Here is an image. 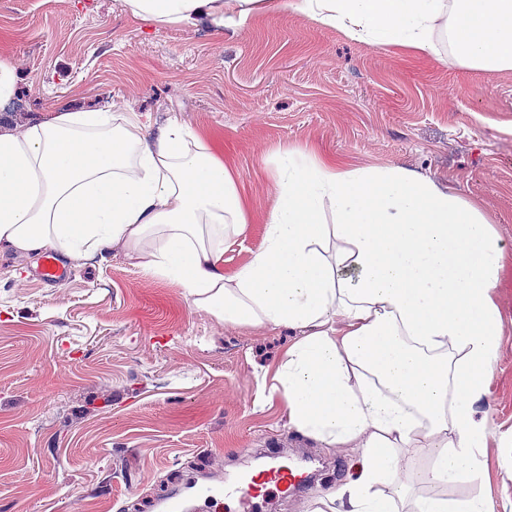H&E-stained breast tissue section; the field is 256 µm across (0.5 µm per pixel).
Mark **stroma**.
Returning <instances> with one entry per match:
<instances>
[{
  "label": "stroma",
  "instance_id": "35a3bbf8",
  "mask_svg": "<svg viewBox=\"0 0 512 512\" xmlns=\"http://www.w3.org/2000/svg\"><path fill=\"white\" fill-rule=\"evenodd\" d=\"M0 60L17 71L0 127L108 105L152 137L179 119L223 138L257 222L284 146L429 173L476 206L505 242L485 472L429 484L417 454L384 492L398 512L433 496L512 512V71L461 67L442 38L433 56L382 51L289 8L217 33L155 27L122 0H0ZM42 262L0 245V512H162L275 461L311 479L261 512H333L353 453L291 430L257 385L291 331L224 324L117 249L53 286Z\"/></svg>",
  "mask_w": 512,
  "mask_h": 512
}]
</instances>
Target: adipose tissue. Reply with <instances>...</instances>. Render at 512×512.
<instances>
[{
	"label": "adipose tissue",
	"instance_id": "1",
	"mask_svg": "<svg viewBox=\"0 0 512 512\" xmlns=\"http://www.w3.org/2000/svg\"><path fill=\"white\" fill-rule=\"evenodd\" d=\"M155 26L215 29L291 6L387 50L512 71V0H122ZM275 191L252 258L224 269L252 230L222 140L171 122L156 138L134 112L61 110L0 133V245L69 260L118 248L232 325L296 334L272 375L296 432L360 452L337 488L342 512H396L376 487L408 452L426 481L479 475L488 431L475 420L499 350L504 244L469 201L398 166L355 167L311 148L278 152Z\"/></svg>",
	"mask_w": 512,
	"mask_h": 512
}]
</instances>
